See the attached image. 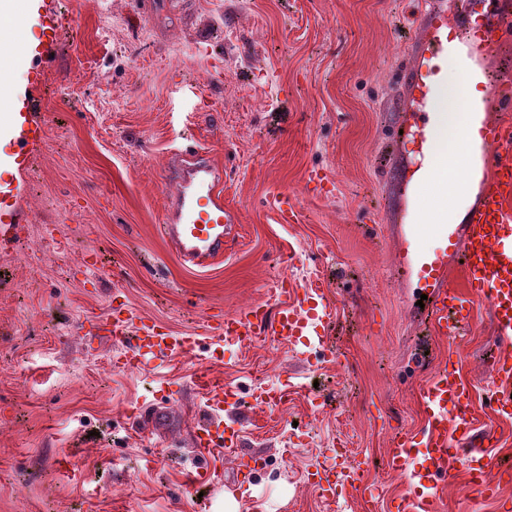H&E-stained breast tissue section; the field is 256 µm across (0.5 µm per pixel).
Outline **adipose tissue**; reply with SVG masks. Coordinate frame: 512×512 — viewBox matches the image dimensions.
Segmentation results:
<instances>
[{
  "label": "adipose tissue",
  "instance_id": "1",
  "mask_svg": "<svg viewBox=\"0 0 512 512\" xmlns=\"http://www.w3.org/2000/svg\"><path fill=\"white\" fill-rule=\"evenodd\" d=\"M466 45L449 43L435 63L430 124L422 165L409 184L412 221L459 224L473 207L481 178L478 129L486 91Z\"/></svg>",
  "mask_w": 512,
  "mask_h": 512
}]
</instances>
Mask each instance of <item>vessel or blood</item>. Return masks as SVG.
Wrapping results in <instances>:
<instances>
[{
    "instance_id": "b4317fda",
    "label": "vessel or blood",
    "mask_w": 512,
    "mask_h": 512,
    "mask_svg": "<svg viewBox=\"0 0 512 512\" xmlns=\"http://www.w3.org/2000/svg\"><path fill=\"white\" fill-rule=\"evenodd\" d=\"M486 19L480 36L484 48L499 45L512 35V11L504 0H480ZM447 16L445 10H433L426 23L427 42L433 53L444 46L440 31ZM414 103L415 117L407 129L416 138H424L428 119L427 86L421 75L407 84ZM492 94L501 119L484 121L478 131L484 177L480 200L464 224H409L404 230V246L398 258L402 272L412 277L430 299L436 332L443 337L460 336L473 322L479 307H486L498 341L494 361V410L512 418V94L493 88ZM44 140L42 125L22 119L17 145L21 153H38ZM183 163L170 183L173 187L167 221L161 231L181 262L205 269L224 252V235L237 223L236 211L225 205L223 175L198 149H184ZM459 259L451 269L450 259ZM335 310L327 301L323 284L315 280L304 285L282 277L269 284L265 301L206 322L203 336L174 335L149 317L137 315L125 305L112 307L105 330L110 341L123 348L122 367L141 366L149 360L171 353L194 354L200 339L209 341V358H224V344L231 341L251 346L268 336L291 345L303 339L323 335L333 323ZM206 398L210 422L195 432L200 455L211 457L203 477L219 473L221 455L240 445V430L221 421V414L234 392L227 385H213L198 378ZM475 393L473 383L461 367H440L416 389V398L424 409L422 428L402 430L395 438L387 458L390 471L408 476L410 486L390 512H429L440 483L465 474L474 497L492 493L486 473L494 459L482 444L491 433L479 430L472 414ZM366 460H347L336 452L329 462L307 475L308 481L327 499L355 493L367 495L374 505L382 497L364 481Z\"/></svg>"
}]
</instances>
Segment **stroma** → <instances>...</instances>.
<instances>
[{
  "mask_svg": "<svg viewBox=\"0 0 512 512\" xmlns=\"http://www.w3.org/2000/svg\"><path fill=\"white\" fill-rule=\"evenodd\" d=\"M36 44L15 94L41 108L35 160L0 141V210L23 223L0 240V512H374L359 496H319L305 474L349 441L386 500L407 486L385 467L396 427L424 414L415 390L445 360L487 399L496 340L487 312L457 339L438 336L398 267L407 183L420 146L404 135L406 78L423 22L448 0H29ZM197 146L224 173L238 224L206 271L185 269L163 237L176 150ZM321 168L334 196L308 184ZM293 194L280 224L273 196ZM101 260L84 264L87 252ZM285 276L319 277L336 322L304 345H227L115 368L120 346L98 324L122 291L135 313L176 334L207 314L263 300ZM237 389L223 420L242 425L257 460L242 479L223 457L214 486L195 480L193 441L207 422L198 374ZM287 387L252 408L261 378ZM322 395L326 405L314 411ZM305 437L288 438L292 426ZM464 478L441 485L436 512H501Z\"/></svg>",
  "mask_w": 512,
  "mask_h": 512,
  "instance_id": "stroma-1",
  "label": "stroma"
}]
</instances>
